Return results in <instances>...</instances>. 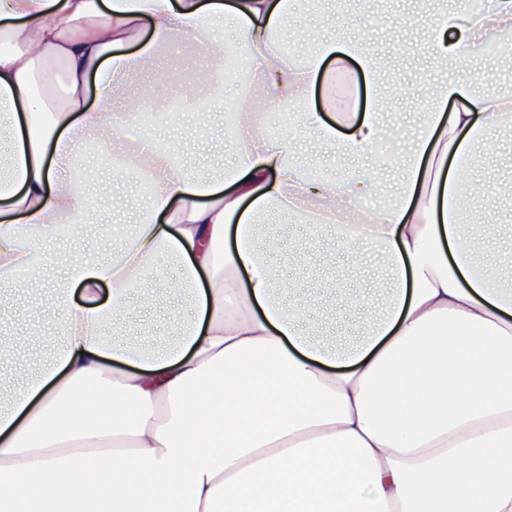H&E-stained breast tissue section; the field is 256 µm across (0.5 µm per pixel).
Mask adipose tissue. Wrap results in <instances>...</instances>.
Returning <instances> with one entry per match:
<instances>
[{"mask_svg": "<svg viewBox=\"0 0 512 512\" xmlns=\"http://www.w3.org/2000/svg\"><path fill=\"white\" fill-rule=\"evenodd\" d=\"M226 22L257 88L303 104L304 128L350 156L393 148L375 113L336 128L321 118L335 96L308 108L328 60L357 61L372 99L382 86L375 57L319 28L308 31L316 51L288 53L281 36L297 25L295 0H0V122L12 130L0 275L33 271L58 225L84 213L75 158L87 141L123 140L128 77L155 71L172 46L213 49ZM428 28L432 64L479 71L487 35L512 31V0H484L465 19L435 15ZM504 124L511 96L447 78L393 202L374 214L353 208L377 188L370 170L307 178L289 141L265 146L267 123L251 107L221 177L153 150L135 235L103 260L56 257L62 344L0 406V512H512V291L484 265L483 235L459 207L465 165ZM272 212L316 233L335 228L339 246L362 244L388 263L385 314L352 348L310 337L305 297L288 309L274 298L253 240ZM161 254L193 289L198 318L147 356L105 329L132 290L163 277ZM125 401L135 417L121 412ZM75 410L91 424L71 422Z\"/></svg>", "mask_w": 512, "mask_h": 512, "instance_id": "adipose-tissue-1", "label": "adipose tissue"}]
</instances>
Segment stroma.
Segmentation results:
<instances>
[{"label": "stroma", "instance_id": "35a3bbf8", "mask_svg": "<svg viewBox=\"0 0 512 512\" xmlns=\"http://www.w3.org/2000/svg\"><path fill=\"white\" fill-rule=\"evenodd\" d=\"M427 13L424 0H343L337 7L331 0H314L299 14V24L320 27L340 41H357L386 63L388 90L379 119L397 132L401 144L389 165H378L372 157L363 162L318 144L316 134L296 129L294 122L285 120L281 108L270 107L274 131L292 138L301 163L324 168L336 181L364 164L376 170L382 191L393 193L404 161L402 148L419 127L436 78L425 54ZM163 61L171 75L166 94L176 101L178 110L167 113L165 121L149 126V133L157 142L197 162L201 169L221 168L232 157L223 104L233 100L235 85L212 91V105L201 107L196 97L183 93L182 77L204 64L205 56L175 52L164 55ZM468 180L484 185L487 194L479 206L462 203L464 218L469 222L490 221L491 233L484 243L486 260L502 279H512V130L502 129L480 145L468 167ZM87 198L84 224L78 225L73 234L53 238L38 263V277L16 280L23 300L0 312V344L22 343L30 350L15 370L0 374V390L22 387L26 376L40 372L53 361L59 341L54 328L55 283L60 275L55 262L57 251L65 248L104 258L109 247L101 234L102 227L115 224L127 232L132 229L129 215L117 220L112 217V180L106 168L98 169ZM259 229L257 244L273 272L277 299L287 306L297 294L308 295L312 304L305 324L321 343L344 349L359 341L381 315V305H343L332 310L326 302L335 292L357 295L373 285L390 288L381 255L371 252L356 258L338 251L334 234L310 238L306 225L286 213L270 216ZM157 263L166 268L167 276L153 284L151 305L144 307L135 300L118 312L106 331L109 340L140 351L159 350L175 341L173 320H190V296L179 285L176 263L165 255L159 256Z\"/></svg>", "mask_w": 512, "mask_h": 512}]
</instances>
